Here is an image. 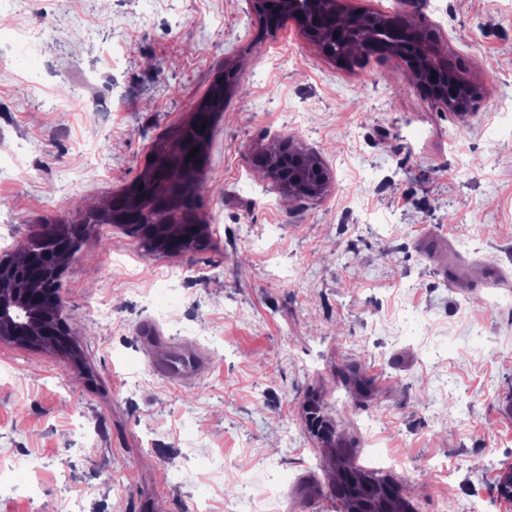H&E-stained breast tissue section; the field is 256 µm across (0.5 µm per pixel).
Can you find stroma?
I'll return each instance as SVG.
<instances>
[{
  "label": "stroma",
  "mask_w": 512,
  "mask_h": 512,
  "mask_svg": "<svg viewBox=\"0 0 512 512\" xmlns=\"http://www.w3.org/2000/svg\"><path fill=\"white\" fill-rule=\"evenodd\" d=\"M411 11L479 89L435 106L401 58L350 68L252 0H18L0 25V250L108 210L226 68L193 197L201 246L86 227L63 275L84 361L0 343V512H340L331 459L408 481L415 512H512V0H340ZM465 138H453L456 127ZM308 149L298 202L264 162ZM494 225L487 234L486 225ZM187 272L168 287L167 269ZM500 280L483 282L490 270ZM193 360L167 372L170 356ZM317 402L333 427L310 430Z\"/></svg>",
  "instance_id": "35a3bbf8"
}]
</instances>
